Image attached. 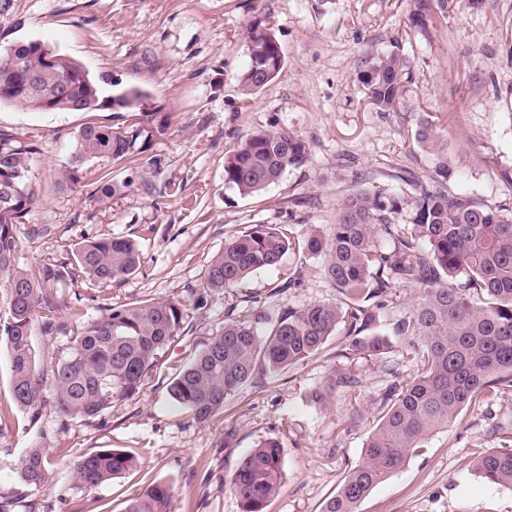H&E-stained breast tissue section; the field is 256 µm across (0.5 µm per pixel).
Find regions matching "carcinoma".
<instances>
[{
    "instance_id": "carcinoma-1",
    "label": "carcinoma",
    "mask_w": 512,
    "mask_h": 512,
    "mask_svg": "<svg viewBox=\"0 0 512 512\" xmlns=\"http://www.w3.org/2000/svg\"><path fill=\"white\" fill-rule=\"evenodd\" d=\"M445 3L413 0V21L423 22ZM247 54L240 86L250 99L282 68L281 48L266 20L248 26ZM48 55L57 56L58 65L46 64ZM25 72L36 74L46 90H62L83 112H143L148 106V94L137 86L104 95L81 64L41 41L0 47V104L36 109L20 84ZM408 77L409 60L389 53L370 59L359 82L370 104L387 112L398 102ZM159 133V128L134 124L121 132L104 125L83 127L68 174L57 189L70 190L82 166L94 159L137 161ZM419 142L436 158L435 177L448 179L444 144L426 118ZM34 151L33 145L0 132V274L8 279L0 341H6L9 352L12 399L31 423L49 403L62 418L100 420L113 400L140 394L189 315L186 304L174 299L103 307L59 353L52 395L45 396L32 335L38 321L45 333L61 330L54 320L57 289L69 285L79 272L92 286L120 283L140 270L142 252L130 239L101 234L77 243L66 259L43 263L36 277L15 267L16 228L35 200L29 177ZM307 159L306 142L299 136L258 130L224 157V184L243 197L253 196ZM415 186L416 194L406 196L356 189L339 203L336 221L325 234L299 239L285 224H256L226 236L194 299L200 307L207 296L224 294V326L168 386L177 405L195 422L206 423L223 412L227 399L242 387L262 384L314 356L341 325L348 338L343 357L355 366L391 347L378 331L376 311L388 306L392 289L416 290L418 300L395 330L413 372L403 377L391 373L393 381L381 394L378 419L362 458L322 512H358L372 489L405 466L430 434L455 422L464 409L512 393V216L451 194L441 183L431 189L419 182ZM378 236L391 242L390 250L376 246ZM296 248L323 257L335 299L272 315L257 300L235 298L234 288L246 277L277 267L287 250ZM357 384L352 373H335L319 401L338 389L351 392ZM282 456L281 441L267 437L239 457L229 490L240 512H266L280 490ZM138 465L135 456L112 448L81 456L72 472L80 488L92 490ZM472 470L488 485L512 491V438L476 455ZM11 472L20 487L44 488L45 449L38 444L27 448ZM171 497L167 483L154 481L129 501L125 512H169Z\"/></svg>"
}]
</instances>
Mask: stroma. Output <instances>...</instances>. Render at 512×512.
Here are the masks:
<instances>
[{
  "mask_svg": "<svg viewBox=\"0 0 512 512\" xmlns=\"http://www.w3.org/2000/svg\"><path fill=\"white\" fill-rule=\"evenodd\" d=\"M413 0H0V47L38 40L82 62L105 93L139 86L145 113H46L0 105V131L34 143L36 201L16 228L15 264L31 271L66 258L74 244L100 234L139 243L140 271L121 283L89 287L76 277L64 288L56 321L66 332L35 333L39 369L51 379L57 354L74 330L117 302L178 299L193 289L224 247L228 231L254 224H287L305 237L334 222L336 208L357 187L413 193L430 185L433 159L415 135L422 117L448 144L446 187L512 215V0H449L424 27L411 20ZM275 20L284 58L275 80L245 100L240 76L248 64L247 27ZM396 51L410 61V80L393 110L366 99L357 76L366 59ZM163 126L137 164L108 159L86 164L68 192L56 189L80 128H115L132 121ZM298 135L308 160L261 193L243 197L224 185V157L246 135L268 128ZM121 194L93 196L102 173ZM184 186L183 196L167 185ZM299 287H287L293 273ZM277 313L328 301L335 291L323 260L291 250L279 267L260 270L235 290ZM417 293L395 291L378 314L391 349L349 365L338 354L343 334L315 356L229 398L204 424L174 405L169 379L201 351L224 323L225 303L211 295L190 311L183 333L167 347L139 396L114 401L103 420L62 419L45 408L36 424L12 403L9 357L0 344V497L8 512H124L150 482L168 483L170 512H239L226 481L237 459L262 439L279 438L283 477L266 512H322L344 473L360 460L377 416L379 396L393 370L411 372L401 355L396 323ZM355 370V392L337 391L324 403L315 394L336 372ZM352 429L340 421L349 411ZM232 438H225V428ZM512 433V397L462 412L447 430L428 436L419 455L377 485L359 512H512V492L473 474L470 459ZM47 450L45 489L15 492L10 467L25 448ZM105 448L136 454L137 470L93 490L78 487L71 467Z\"/></svg>",
  "mask_w": 512,
  "mask_h": 512,
  "instance_id": "obj_1",
  "label": "stroma"
}]
</instances>
